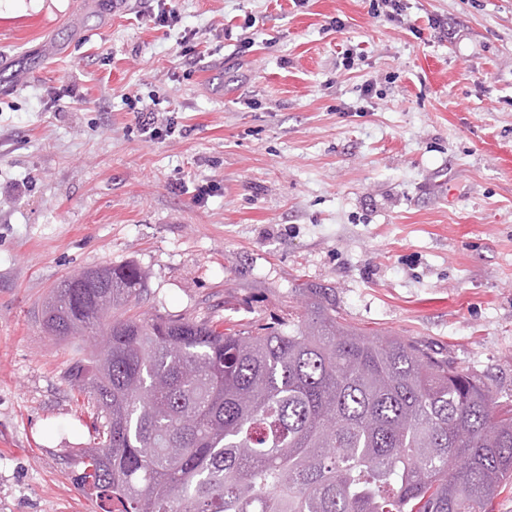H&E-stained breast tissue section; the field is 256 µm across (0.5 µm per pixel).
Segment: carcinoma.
Listing matches in <instances>:
<instances>
[{"label":"carcinoma","instance_id":"obj_1","mask_svg":"<svg viewBox=\"0 0 512 512\" xmlns=\"http://www.w3.org/2000/svg\"><path fill=\"white\" fill-rule=\"evenodd\" d=\"M147 278L98 267L42 308L98 339L67 377L102 425L68 458L101 512H493L512 485V409L470 369L340 322L311 284L286 330L124 316Z\"/></svg>","mask_w":512,"mask_h":512}]
</instances>
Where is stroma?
Instances as JSON below:
<instances>
[{
  "mask_svg": "<svg viewBox=\"0 0 512 512\" xmlns=\"http://www.w3.org/2000/svg\"><path fill=\"white\" fill-rule=\"evenodd\" d=\"M151 3L0 21V512H100L66 460L94 435L76 345L41 318L89 267L147 271L130 316L228 327L321 285L512 405V0Z\"/></svg>",
  "mask_w": 512,
  "mask_h": 512,
  "instance_id": "35a3bbf8",
  "label": "stroma"
}]
</instances>
